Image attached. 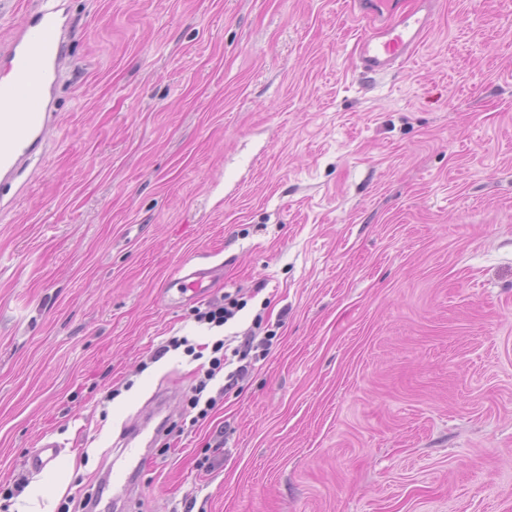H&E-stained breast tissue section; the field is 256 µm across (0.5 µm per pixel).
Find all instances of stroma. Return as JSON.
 Wrapping results in <instances>:
<instances>
[{
    "instance_id": "1",
    "label": "stroma",
    "mask_w": 512,
    "mask_h": 512,
    "mask_svg": "<svg viewBox=\"0 0 512 512\" xmlns=\"http://www.w3.org/2000/svg\"><path fill=\"white\" fill-rule=\"evenodd\" d=\"M45 147L0 212V485L108 512H512V0H439L382 76L348 0H56ZM214 267L263 356L204 423ZM262 325H255V317ZM117 390L107 399L109 390ZM132 500L107 469L158 394ZM63 446L28 469L39 439ZM217 270L209 267H194L187 271H178L168 282L169 286H178L176 293L170 295L173 305H179L189 292L190 299L201 300L210 295L213 286L212 281Z\"/></svg>"
}]
</instances>
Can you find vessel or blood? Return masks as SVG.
I'll return each mask as SVG.
<instances>
[{
    "mask_svg": "<svg viewBox=\"0 0 512 512\" xmlns=\"http://www.w3.org/2000/svg\"><path fill=\"white\" fill-rule=\"evenodd\" d=\"M354 9L365 19L366 28L356 48V60L363 73H387L406 62L421 44L434 10V0H354ZM66 17L53 0L32 13L14 36L8 53L0 58V184L11 181L35 156L49 126L48 98L60 77L66 57ZM215 269L194 267L171 278L176 288L172 304L184 298L201 300L209 296ZM137 432H129L120 450L125 462L112 466V487L130 494L125 468L133 462L142 466ZM61 446L42 438L28 464L36 471L53 468Z\"/></svg>",
    "mask_w": 512,
    "mask_h": 512,
    "instance_id": "b4317fda",
    "label": "vessel or blood"
}]
</instances>
